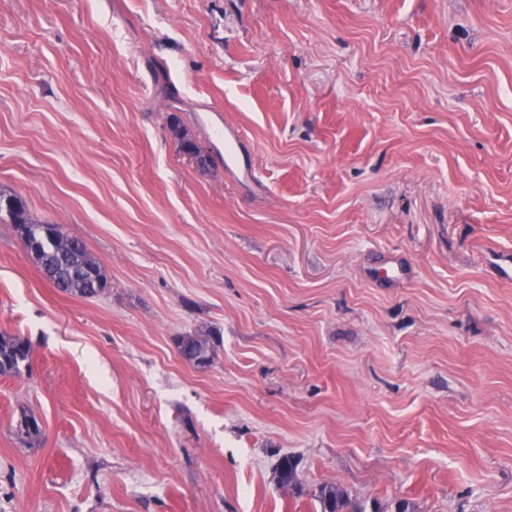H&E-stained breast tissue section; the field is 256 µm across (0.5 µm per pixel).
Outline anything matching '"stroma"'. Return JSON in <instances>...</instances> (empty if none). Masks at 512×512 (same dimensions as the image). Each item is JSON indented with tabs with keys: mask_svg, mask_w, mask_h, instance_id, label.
Segmentation results:
<instances>
[{
	"mask_svg": "<svg viewBox=\"0 0 512 512\" xmlns=\"http://www.w3.org/2000/svg\"><path fill=\"white\" fill-rule=\"evenodd\" d=\"M0 191V512H512V0H0ZM170 130L174 138L178 141L181 150L194 156L201 166H205L208 162V155L204 148L195 140L188 137L187 132L177 123L176 118L170 120ZM214 134L217 137L224 136V164L227 169L237 168L243 175L249 176V171L240 165L238 155V131L230 124L224 125V132L222 130H215ZM0 222L13 224L41 273L61 291L93 298L107 288L105 271L84 241L68 235L59 224L33 217L19 197L0 192ZM218 336L217 332L197 331L180 336L177 340V349L180 356L188 363L204 367L213 361ZM31 346L19 335L0 333V376H20L30 369ZM317 498L319 499L320 512H347V500L344 494L333 486L320 488Z\"/></svg>",
	"mask_w": 512,
	"mask_h": 512,
	"instance_id": "stroma-1",
	"label": "stroma"
}]
</instances>
